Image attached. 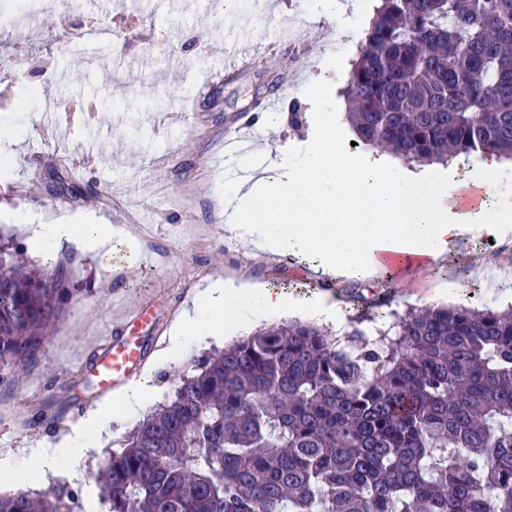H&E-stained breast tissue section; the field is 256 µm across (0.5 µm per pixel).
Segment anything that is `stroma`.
I'll return each instance as SVG.
<instances>
[{"label":"stroma","instance_id":"obj_1","mask_svg":"<svg viewBox=\"0 0 512 512\" xmlns=\"http://www.w3.org/2000/svg\"><path fill=\"white\" fill-rule=\"evenodd\" d=\"M364 10L344 33L335 20L312 17L309 0H267L265 9L216 10L212 0H77L73 9L38 14L29 28L0 24V241L23 246L30 266L44 262L31 251L16 223L28 213L34 223L70 221L93 213L116 228V259L124 257L125 224L139 221L136 242L153 263L122 287L98 282L96 257L67 245L56 262L68 264L73 298L49 337L42 364L18 373L17 384L0 385V448L55 442L60 433L29 426L38 413L53 414L75 399L111 397L86 388L80 361L99 353L112 334V317L136 305L151 308L157 321L170 309L191 307L197 288L227 277L289 288L298 298L338 299L348 328L376 342L388 323L373 319L361 303L368 284L313 279L308 257L249 254L240 236L226 228L225 188L237 183L241 159L223 169L211 166L224 144L255 112L241 113L244 98L263 82L275 81L282 95L276 111L287 118L277 129H252L263 153L303 157L317 131L318 110L308 87L320 80L340 93L357 58L378 0H359ZM107 24L111 36L88 41V26ZM241 52L239 69L223 74L225 53ZM300 104L298 118L288 111ZM78 167L96 193L82 208L63 206L36 191L47 166ZM512 274V237L474 233L468 247L448 256L444 268L421 265L395 275L389 309L404 313L436 305V286L450 276L487 307V276ZM224 340L189 345L177 360L160 364L150 356L143 383L155 403L171 395L179 374ZM136 419L101 427L95 449L74 456L70 468L82 499L95 498L93 475L108 449H118Z\"/></svg>","mask_w":512,"mask_h":512}]
</instances>
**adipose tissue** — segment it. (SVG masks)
Segmentation results:
<instances>
[{
    "mask_svg": "<svg viewBox=\"0 0 512 512\" xmlns=\"http://www.w3.org/2000/svg\"><path fill=\"white\" fill-rule=\"evenodd\" d=\"M311 92L319 105V124L303 159L286 175L264 172L230 189L237 202L234 221L251 249L313 255L315 273L330 280L379 279L419 261L437 263L448 251L464 248L472 228L492 237L512 233V211L493 203L512 194V172L505 170L498 154L487 152L475 161L473 172L484 197L477 210L462 213L449 201L457 188L453 173L398 168L385 154L348 155L341 147L332 93L319 81ZM19 221L27 225L35 250L53 253L72 244L99 252L96 276L102 282L111 280V225L32 224L24 215ZM246 306L268 319L310 313L337 333L346 330V316L337 301L322 298L310 304L288 297L282 288L217 280L198 289L163 359H175L190 342L234 337ZM151 398L145 387L135 385L111 409L94 413L89 428L73 430L55 445L20 453L0 450V486L45 479L67 458L96 445L94 425L137 415Z\"/></svg>",
    "mask_w": 512,
    "mask_h": 512,
    "instance_id": "obj_1",
    "label": "adipose tissue"
}]
</instances>
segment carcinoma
<instances>
[{"mask_svg": "<svg viewBox=\"0 0 512 512\" xmlns=\"http://www.w3.org/2000/svg\"><path fill=\"white\" fill-rule=\"evenodd\" d=\"M366 145L406 164L512 159V0H381L343 89ZM35 184L73 208L80 182ZM74 288L0 249V365L36 367ZM349 349L271 326L194 362L110 450L105 512H512V307L411 310ZM69 484L0 496L61 512Z\"/></svg>", "mask_w": 512, "mask_h": 512, "instance_id": "cac0c4a2", "label": "carcinoma"}]
</instances>
